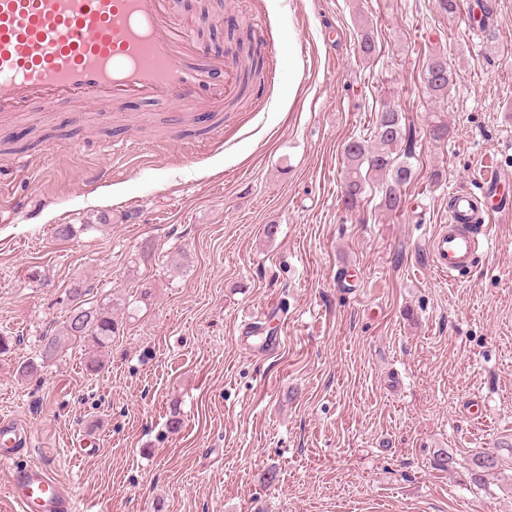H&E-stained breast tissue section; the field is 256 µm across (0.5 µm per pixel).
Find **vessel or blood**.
Segmentation results:
<instances>
[{
    "mask_svg": "<svg viewBox=\"0 0 512 512\" xmlns=\"http://www.w3.org/2000/svg\"><path fill=\"white\" fill-rule=\"evenodd\" d=\"M237 92L236 66L201 50L172 0H0V117L128 98L205 112ZM501 183L490 177L450 194L448 222L427 242L433 267L449 282L474 267L489 224L512 212L495 199ZM16 438L0 427L15 512H76L45 465L16 464L9 449Z\"/></svg>",
    "mask_w": 512,
    "mask_h": 512,
    "instance_id": "vessel-or-blood-1",
    "label": "vessel or blood"
}]
</instances>
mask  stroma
I'll return each mask as SVG.
<instances>
[{
    "instance_id": "stroma-1",
    "label": "stroma",
    "mask_w": 512,
    "mask_h": 512,
    "mask_svg": "<svg viewBox=\"0 0 512 512\" xmlns=\"http://www.w3.org/2000/svg\"><path fill=\"white\" fill-rule=\"evenodd\" d=\"M490 2L491 42L469 0L452 17L437 0H210L205 22L180 5L199 42L230 18L270 40L267 102L197 134L186 112L136 100L6 122L0 183L27 210L0 222L16 460L47 465L78 512H512V470L483 486L467 471L512 443V221L454 285L426 246L449 190L512 183V0ZM441 50L454 81L436 101L422 71ZM387 100L413 133L414 179L400 213H351L343 145ZM78 280L120 322L103 369L87 374L73 344L20 376ZM248 317L281 336L277 353L250 351Z\"/></svg>"
}]
</instances>
